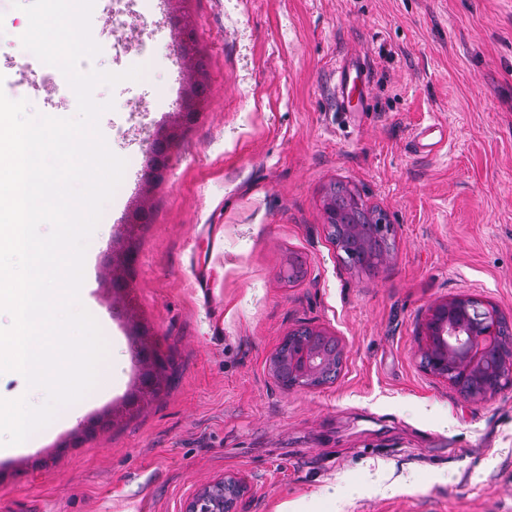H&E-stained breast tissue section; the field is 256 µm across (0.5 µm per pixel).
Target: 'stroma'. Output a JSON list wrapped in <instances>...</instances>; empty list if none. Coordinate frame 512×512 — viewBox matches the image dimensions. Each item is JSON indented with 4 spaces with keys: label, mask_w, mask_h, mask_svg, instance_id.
<instances>
[{
    "label": "stroma",
    "mask_w": 512,
    "mask_h": 512,
    "mask_svg": "<svg viewBox=\"0 0 512 512\" xmlns=\"http://www.w3.org/2000/svg\"><path fill=\"white\" fill-rule=\"evenodd\" d=\"M186 14L207 94L181 126L196 78L179 55ZM27 27L0 0V90L29 114L74 116L64 75L24 49ZM91 34L98 71L143 69L93 92L113 104L98 126L126 162L89 239L94 296L128 370L73 427L0 457V512H186L228 472L250 484L237 512H277L366 459L419 487L346 512H512V388L468 400L418 352L429 308L453 296L512 327V0H117L94 6ZM345 61L370 70L367 111L337 109ZM174 125L152 173L147 140ZM337 181L394 228L373 272L327 237ZM292 255L305 276L289 285ZM302 327L337 336L344 360L334 381L287 390L268 361ZM144 342L169 361L147 394Z\"/></svg>",
    "instance_id": "obj_1"
}]
</instances>
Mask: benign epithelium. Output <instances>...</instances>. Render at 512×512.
<instances>
[{
    "mask_svg": "<svg viewBox=\"0 0 512 512\" xmlns=\"http://www.w3.org/2000/svg\"><path fill=\"white\" fill-rule=\"evenodd\" d=\"M498 311L476 298L456 296L429 309L425 336L420 341L424 369L458 388L469 399L493 396L512 383V345L498 327ZM344 350L335 336L321 329L297 341L288 357L269 364L285 389L314 388L331 370H339ZM248 490L246 481L224 475L223 512H235Z\"/></svg>",
    "mask_w": 512,
    "mask_h": 512,
    "instance_id": "obj_1",
    "label": "benign epithelium"
}]
</instances>
